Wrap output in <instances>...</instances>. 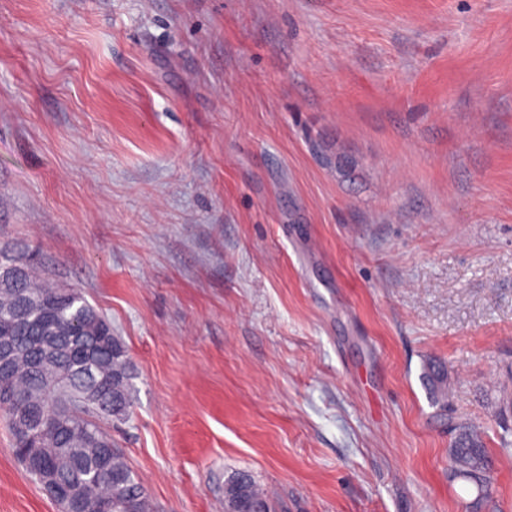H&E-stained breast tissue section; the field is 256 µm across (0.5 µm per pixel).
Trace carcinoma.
Here are the masks:
<instances>
[{
  "label": "carcinoma",
  "mask_w": 512,
  "mask_h": 512,
  "mask_svg": "<svg viewBox=\"0 0 512 512\" xmlns=\"http://www.w3.org/2000/svg\"><path fill=\"white\" fill-rule=\"evenodd\" d=\"M15 337L18 371L0 381V410L11 433L26 420L31 438L13 439L17 458L33 480L43 472L56 479L54 500L62 512H80L73 494L97 497L111 512H151L144 486L115 448L103 421L128 419L134 378L124 343L112 323L82 293L41 282L17 248H0V336ZM56 336H80L89 357L62 354L56 364L38 362L53 352ZM432 399L448 409L447 376L429 366L424 375ZM450 467L478 491L492 484V462L479 437L461 433L450 448ZM271 501L247 472L224 484V512H270Z\"/></svg>",
  "instance_id": "obj_1"
}]
</instances>
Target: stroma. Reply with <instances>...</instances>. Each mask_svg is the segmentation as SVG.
I'll use <instances>...</instances> for the list:
<instances>
[{
  "instance_id": "stroma-1",
  "label": "stroma",
  "mask_w": 512,
  "mask_h": 512,
  "mask_svg": "<svg viewBox=\"0 0 512 512\" xmlns=\"http://www.w3.org/2000/svg\"><path fill=\"white\" fill-rule=\"evenodd\" d=\"M20 243L128 350L151 512H470L461 423L512 512V0H0ZM0 512H59L1 416ZM432 399L435 404L442 406L443 410L448 407V381L447 376L436 366L427 367L424 375ZM265 491L247 472L232 474L224 484V512H270Z\"/></svg>"
}]
</instances>
